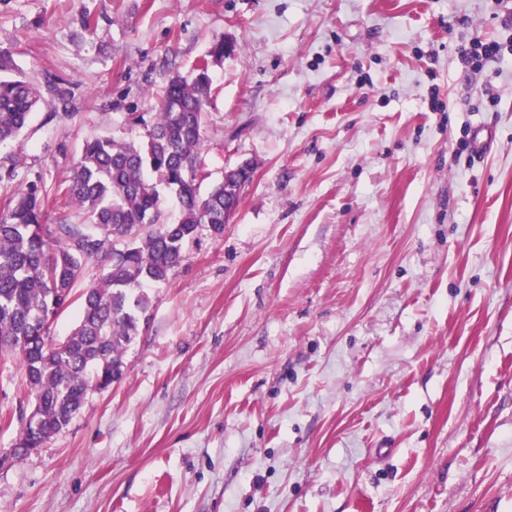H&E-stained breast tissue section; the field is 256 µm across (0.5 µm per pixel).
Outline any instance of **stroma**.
<instances>
[{
	"label": "stroma",
	"instance_id": "stroma-1",
	"mask_svg": "<svg viewBox=\"0 0 512 512\" xmlns=\"http://www.w3.org/2000/svg\"><path fill=\"white\" fill-rule=\"evenodd\" d=\"M476 37L512 50V0H0V49L71 90L0 145V196L140 138L224 39L200 189L252 168L122 378L17 461L0 356V512H512V62ZM501 46L496 42H483L480 38L472 41L471 47L462 50V54L466 60L480 67L484 62L493 60L500 55Z\"/></svg>",
	"mask_w": 512,
	"mask_h": 512
}]
</instances>
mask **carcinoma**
Here are the masks:
<instances>
[{"label": "carcinoma", "instance_id": "obj_1", "mask_svg": "<svg viewBox=\"0 0 512 512\" xmlns=\"http://www.w3.org/2000/svg\"><path fill=\"white\" fill-rule=\"evenodd\" d=\"M209 66L205 60L170 79L144 139L89 140L67 180L0 198V340L7 343L0 353L19 357L37 416L22 425L13 454L40 447L71 422L92 388L107 390L123 376L125 351L151 306L142 284L169 282L184 244L203 230L224 235V197L239 196L250 173H237L227 190L221 180L200 192ZM41 99V88L0 50V144L22 134ZM161 186L180 201L172 224ZM61 195L77 220L48 224V203ZM99 257L106 264L80 294L76 326L55 340L51 322L71 305L87 262Z\"/></svg>", "mask_w": 512, "mask_h": 512}]
</instances>
